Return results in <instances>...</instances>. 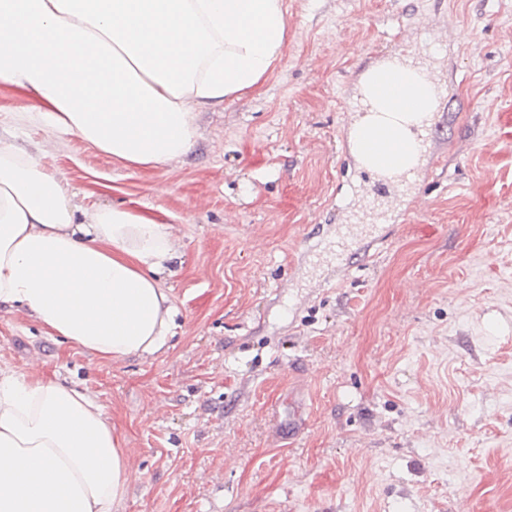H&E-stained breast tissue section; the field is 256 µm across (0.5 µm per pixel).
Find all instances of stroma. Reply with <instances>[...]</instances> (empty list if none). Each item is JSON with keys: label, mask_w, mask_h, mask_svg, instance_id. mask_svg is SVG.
<instances>
[{"label": "stroma", "mask_w": 512, "mask_h": 512, "mask_svg": "<svg viewBox=\"0 0 512 512\" xmlns=\"http://www.w3.org/2000/svg\"><path fill=\"white\" fill-rule=\"evenodd\" d=\"M263 84L200 108L184 158L127 166L15 130L82 208L169 224L167 348L111 362L0 307V365L93 393L119 512H512V0H285ZM425 52L445 93L416 200L369 201L347 135L373 62ZM377 243L313 256L348 222Z\"/></svg>", "instance_id": "stroma-1"}]
</instances>
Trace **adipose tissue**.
Wrapping results in <instances>:
<instances>
[{
  "label": "adipose tissue",
  "mask_w": 512,
  "mask_h": 512,
  "mask_svg": "<svg viewBox=\"0 0 512 512\" xmlns=\"http://www.w3.org/2000/svg\"><path fill=\"white\" fill-rule=\"evenodd\" d=\"M284 0H0V81L33 101L18 123L77 134L117 161L186 155L197 109L255 90L280 61ZM440 90L414 53L368 68L349 142L379 176L411 173ZM168 224L84 209L38 155L0 139V304L109 361L167 344ZM128 460L96 396L0 365V512H117Z\"/></svg>",
  "instance_id": "adipose-tissue-1"
}]
</instances>
